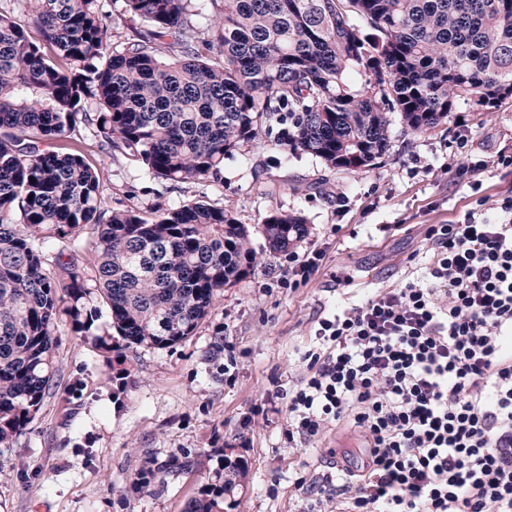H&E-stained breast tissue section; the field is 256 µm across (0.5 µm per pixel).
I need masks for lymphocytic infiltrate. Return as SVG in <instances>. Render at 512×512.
Returning <instances> with one entry per match:
<instances>
[{
    "label": "lymphocytic infiltrate",
    "mask_w": 512,
    "mask_h": 512,
    "mask_svg": "<svg viewBox=\"0 0 512 512\" xmlns=\"http://www.w3.org/2000/svg\"><path fill=\"white\" fill-rule=\"evenodd\" d=\"M428 237L423 278L319 321L289 397V438L342 423L363 440V465L295 482L336 512H512V224Z\"/></svg>",
    "instance_id": "1"
}]
</instances>
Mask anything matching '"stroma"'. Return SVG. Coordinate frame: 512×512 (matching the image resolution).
I'll return each instance as SVG.
<instances>
[{"mask_svg":"<svg viewBox=\"0 0 512 512\" xmlns=\"http://www.w3.org/2000/svg\"><path fill=\"white\" fill-rule=\"evenodd\" d=\"M71 139L98 168L109 209L153 221L202 202L253 227L272 212H298L309 234L275 255L253 234L250 272L174 347L129 348L116 338L106 351L97 340L110 329L107 315L85 332L59 321L52 389L26 429L0 444V512H184L206 472L228 457L249 467L234 512H309L297 478L319 480L339 459L363 460L344 426L296 447L286 437L288 392L306 373L319 319L419 275L430 225L493 215L512 199V98L479 112L458 103L447 123L417 138L393 126L386 156L358 171L282 157L266 135L225 158L221 177L175 185L145 175L136 153L102 147L95 128ZM314 252L318 271L284 284L283 272ZM187 451L203 472L170 469L149 488L135 485L144 456L164 463Z\"/></svg>","mask_w":512,"mask_h":512,"instance_id":"1","label":"stroma"}]
</instances>
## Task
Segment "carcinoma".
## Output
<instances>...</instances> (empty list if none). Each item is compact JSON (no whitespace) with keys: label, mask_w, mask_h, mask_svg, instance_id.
<instances>
[{"label":"carcinoma","mask_w":512,"mask_h":512,"mask_svg":"<svg viewBox=\"0 0 512 512\" xmlns=\"http://www.w3.org/2000/svg\"><path fill=\"white\" fill-rule=\"evenodd\" d=\"M28 2L56 58L0 12V443L50 393L58 320L86 330L103 307L126 344L170 348L255 260L250 228L221 207L152 222L109 211L98 171L76 145L56 146L78 125L180 184L220 176L224 158L275 127L285 156L372 167L394 122L420 137L461 99L479 110L512 97V0H209L205 26L192 0H125L143 29L119 49L98 0ZM87 226L91 270L62 250L45 257L49 241L79 249ZM307 234L299 213L261 222L273 253ZM165 470L146 456L136 483ZM245 477L224 461L185 512H226Z\"/></svg>","instance_id":"carcinoma-1"}]
</instances>
